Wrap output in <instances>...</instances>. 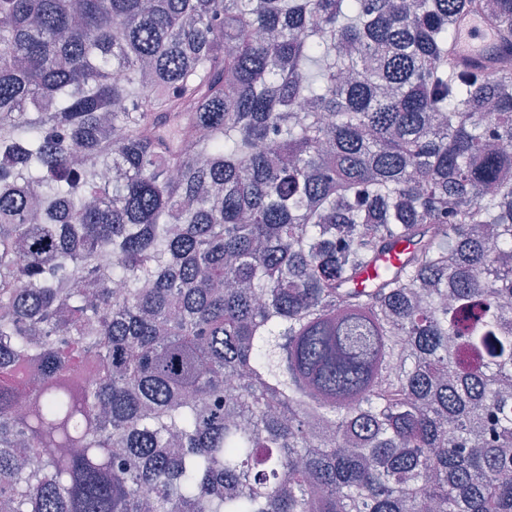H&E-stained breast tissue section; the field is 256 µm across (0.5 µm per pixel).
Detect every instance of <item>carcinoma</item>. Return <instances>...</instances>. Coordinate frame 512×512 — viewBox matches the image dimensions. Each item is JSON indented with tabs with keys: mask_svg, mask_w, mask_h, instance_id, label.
Segmentation results:
<instances>
[{
	"mask_svg": "<svg viewBox=\"0 0 512 512\" xmlns=\"http://www.w3.org/2000/svg\"><path fill=\"white\" fill-rule=\"evenodd\" d=\"M507 143L512 0H0V512H512ZM498 44V35L491 27L478 16L468 15L462 20L453 54L462 63L481 61L496 53Z\"/></svg>",
	"mask_w": 512,
	"mask_h": 512,
	"instance_id": "carcinoma-1",
	"label": "carcinoma"
}]
</instances>
